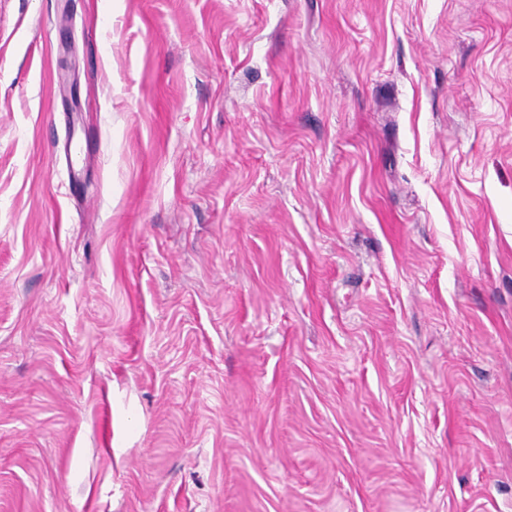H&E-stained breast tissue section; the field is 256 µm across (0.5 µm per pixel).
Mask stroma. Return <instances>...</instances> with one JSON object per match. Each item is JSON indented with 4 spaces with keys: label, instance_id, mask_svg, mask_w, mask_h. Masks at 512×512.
I'll list each match as a JSON object with an SVG mask.
<instances>
[{
    "label": "stroma",
    "instance_id": "1",
    "mask_svg": "<svg viewBox=\"0 0 512 512\" xmlns=\"http://www.w3.org/2000/svg\"><path fill=\"white\" fill-rule=\"evenodd\" d=\"M0 512H512V0H0Z\"/></svg>",
    "mask_w": 512,
    "mask_h": 512
}]
</instances>
